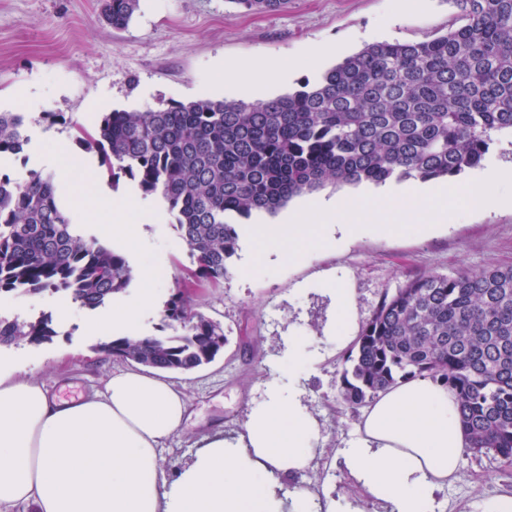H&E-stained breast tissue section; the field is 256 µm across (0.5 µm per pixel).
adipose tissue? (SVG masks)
<instances>
[{"label":"adipose tissue","instance_id":"ef3b65f1","mask_svg":"<svg viewBox=\"0 0 512 512\" xmlns=\"http://www.w3.org/2000/svg\"><path fill=\"white\" fill-rule=\"evenodd\" d=\"M337 50L314 42L292 62L231 64L224 82L243 89L274 84ZM509 187L507 165L479 169L461 189L424 183L371 206L321 199L289 213L287 225L264 228L263 238L299 258L318 234L385 232L401 213L433 228L453 209L503 205ZM99 196L90 219L132 233L142 215L139 199L114 198L104 188ZM188 413L186 396L159 373L115 370L102 388L61 402L42 383L0 369V512H312L309 491L287 498L269 480L273 473L297 476L313 458L317 421L298 395L271 394L251 410L242 432L205 438L170 481L162 447ZM359 430L341 451L343 463L366 496L391 512H432L436 494L459 477L468 441L456 395L441 382L419 377L379 393Z\"/></svg>","mask_w":512,"mask_h":512}]
</instances>
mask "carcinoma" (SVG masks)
<instances>
[{"label":"carcinoma","instance_id":"obj_1","mask_svg":"<svg viewBox=\"0 0 512 512\" xmlns=\"http://www.w3.org/2000/svg\"><path fill=\"white\" fill-rule=\"evenodd\" d=\"M115 28L140 0H102ZM278 11L288 0H232ZM462 24L420 42L376 43L300 89L267 101L198 99L103 113L78 143L97 153L112 187L127 177L175 218L198 283L217 284L238 250L236 225L274 215L300 195L334 187L448 179L478 167L512 135V0H451ZM26 118L0 112V156L27 144ZM133 270L119 250L71 223L53 176L0 173V294L60 293L86 309L125 292ZM167 336H120L113 358L187 373L223 352L224 326L176 291ZM51 320L0 316V347L41 344ZM417 377L452 389L467 452L512 461V265L428 273L385 296L340 372L338 397L368 404Z\"/></svg>","mask_w":512,"mask_h":512}]
</instances>
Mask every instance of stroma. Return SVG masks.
<instances>
[{"mask_svg": "<svg viewBox=\"0 0 512 512\" xmlns=\"http://www.w3.org/2000/svg\"><path fill=\"white\" fill-rule=\"evenodd\" d=\"M100 0H0V112L25 116L29 142L9 158L7 173L27 178L42 170V156L56 154L57 136L79 160L72 177L83 190L71 201L74 223L91 235L85 207L94 203L99 184L98 157L76 141L78 127H92L101 113L136 111L159 102L228 98L258 102L298 89L317 69H301L284 82L259 92L224 90L229 62L268 58L296 59L310 43L339 45V57L365 45L424 41L447 31L458 12L448 0H422L404 10L399 0H291L287 10L246 13L228 0H140L127 28L107 25ZM149 211L134 226V247L127 257L134 273L149 271V284L134 280L119 300L137 307V332H162V311L191 265L189 252L169 212L154 216L157 197H145ZM294 198L288 210L238 225L239 248L229 272L217 285L196 286V309L220 322L228 342L215 362L170 380L191 404V416L165 443L161 466L167 476L191 460L197 441L216 429L236 434L250 410L276 388L294 386L303 406L315 417L320 434L318 454L303 477L282 479L284 492L297 487L340 500L357 512H387L369 499L335 458L337 449L357 438L360 410L338 397L339 373L346 350L333 336L336 306L327 291L333 275L356 291L359 322H366L384 296L425 273L451 275L512 265V209L459 211L446 226L424 233L414 217H404L388 235L367 233L351 241H329L298 261L287 251L264 253L257 233L283 222L289 209L305 204ZM157 304L141 307L144 286ZM0 308L20 317L42 314L57 334L39 344L0 348V358L17 378L44 383L49 394L72 400L100 388L120 361L99 351L100 343L127 333L112 317L111 306L94 310L62 305L48 292L0 296ZM301 337L307 352L318 356L314 368L288 371L292 337ZM512 497V464L464 454L458 479L436 497L434 512H486L499 497Z\"/></svg>", "mask_w": 512, "mask_h": 512, "instance_id": "35a3bbf8", "label": "stroma"}]
</instances>
